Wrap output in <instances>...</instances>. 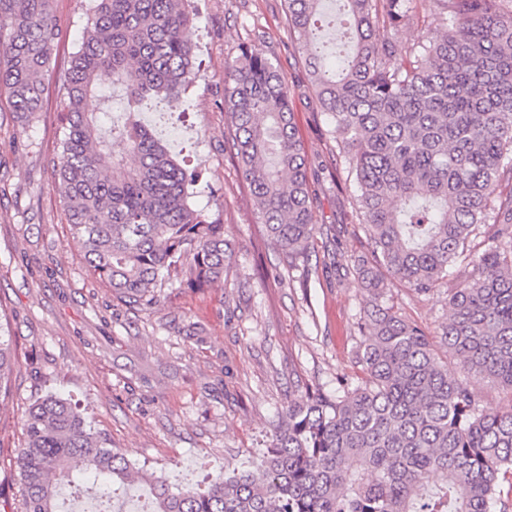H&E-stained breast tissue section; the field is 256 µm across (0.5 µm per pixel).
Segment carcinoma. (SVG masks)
Masks as SVG:
<instances>
[{
    "label": "carcinoma",
    "mask_w": 512,
    "mask_h": 512,
    "mask_svg": "<svg viewBox=\"0 0 512 512\" xmlns=\"http://www.w3.org/2000/svg\"><path fill=\"white\" fill-rule=\"evenodd\" d=\"M51 2L0 0V89L24 121L42 111L56 68ZM340 2L343 55L323 39L326 0H287L288 22L357 183L371 256L349 271L368 295L361 375L289 399L253 468L205 491L156 483L152 512H494L512 493V194H497L512 181V0H425L443 27L411 46L400 33L414 0ZM194 20L192 0H90L59 73L55 187L86 265L128 304L156 302L158 288H210L235 263L224 225L189 203L198 174L138 121L151 100L178 101L200 77L186 36ZM102 73L124 92L122 121ZM291 96L275 57L245 49L225 62L241 177L290 269L320 233ZM115 139L126 154L113 153ZM448 280L438 346L387 296L397 285L427 295ZM450 355L464 375L448 373ZM14 366L12 337L0 335V389ZM484 380L508 395L506 409L482 406ZM22 430L10 512H60L58 486L83 477L108 503L131 477L127 456L68 399L34 400Z\"/></svg>",
    "instance_id": "1"
}]
</instances>
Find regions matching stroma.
<instances>
[{
  "mask_svg": "<svg viewBox=\"0 0 512 512\" xmlns=\"http://www.w3.org/2000/svg\"><path fill=\"white\" fill-rule=\"evenodd\" d=\"M60 58L78 48L85 0H53ZM187 36L201 77L178 113L142 116L177 160L198 168L191 202L220 220L235 245L226 283L169 288L157 305L130 307L84 263L53 184L50 162L62 132L54 78L44 108L17 121L0 94V332L12 337L10 394L0 398V499L20 494L15 460L28 405L52 391L79 401L96 430L134 465L117 505L151 508L152 479L202 488L264 452L290 396L360 373L354 348L365 295L347 276L367 254L355 213L357 187L290 35L284 0H196ZM274 55L294 91V122L310 165L317 224L337 241L289 269L268 247L231 147L224 63L243 47ZM447 288L426 296L403 288L392 302L431 336L448 322Z\"/></svg>",
  "mask_w": 512,
  "mask_h": 512,
  "instance_id": "stroma-1",
  "label": "stroma"
}]
</instances>
